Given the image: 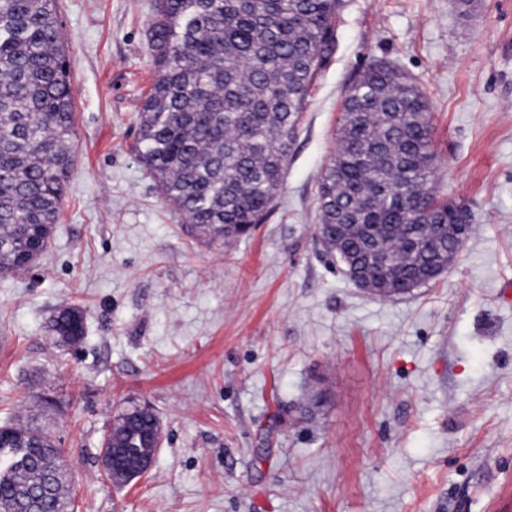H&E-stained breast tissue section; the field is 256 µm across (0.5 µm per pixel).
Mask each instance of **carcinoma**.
Wrapping results in <instances>:
<instances>
[{
	"label": "carcinoma",
	"instance_id": "1",
	"mask_svg": "<svg viewBox=\"0 0 512 512\" xmlns=\"http://www.w3.org/2000/svg\"><path fill=\"white\" fill-rule=\"evenodd\" d=\"M56 0H0V273L25 269L61 211L75 136L73 96ZM340 0H156L155 78L132 150L165 201L210 241L263 223L274 205L309 98L336 53ZM432 116L405 73L375 63L346 95L335 147L319 178L320 234L340 241L363 273L395 288L428 280L453 240L429 247L435 224H468L438 199ZM58 342L84 336V314L61 308ZM157 415L133 406L107 447L136 463ZM26 466L0 478V512H73L61 451L43 430L0 425V450Z\"/></svg>",
	"mask_w": 512,
	"mask_h": 512
}]
</instances>
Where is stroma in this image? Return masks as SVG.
I'll use <instances>...</instances> for the list:
<instances>
[{"label":"stroma","mask_w":512,"mask_h":512,"mask_svg":"<svg viewBox=\"0 0 512 512\" xmlns=\"http://www.w3.org/2000/svg\"><path fill=\"white\" fill-rule=\"evenodd\" d=\"M154 0H57L76 135L61 216L32 271L0 275V424L61 448L74 512H493L512 485V0H345L263 224L195 237L131 151L154 79ZM387 63L428 95L440 197L472 232L438 279L357 288L315 236L348 90ZM85 335L59 345L60 307ZM163 425L116 488L124 409ZM162 431V424L157 415L149 408L133 406L113 420L109 436L107 438V447L112 448V455L107 451L106 445L102 450V468L111 478L115 486L121 487L132 480L145 476L152 468L155 455L158 448L162 445V434H159L155 440V452L152 457L146 459L139 471L135 473L125 469L115 474L114 467L118 459L114 448H123L127 461L135 464L148 450V438L152 433Z\"/></svg>","instance_id":"35a3bbf8"}]
</instances>
